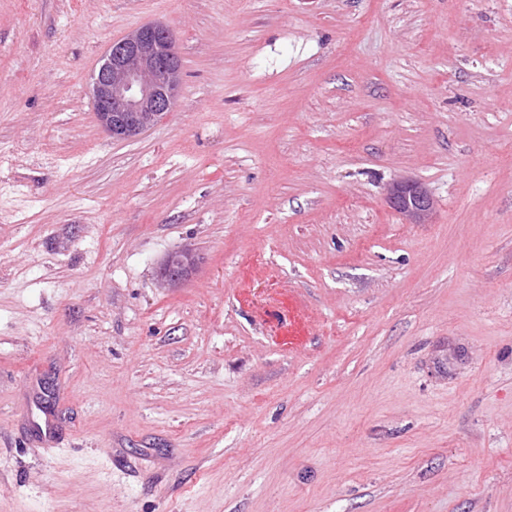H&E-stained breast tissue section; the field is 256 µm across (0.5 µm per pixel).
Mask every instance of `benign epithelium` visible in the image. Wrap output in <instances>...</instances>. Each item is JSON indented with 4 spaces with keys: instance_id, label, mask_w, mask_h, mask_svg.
Here are the masks:
<instances>
[{
    "instance_id": "1",
    "label": "benign epithelium",
    "mask_w": 512,
    "mask_h": 512,
    "mask_svg": "<svg viewBox=\"0 0 512 512\" xmlns=\"http://www.w3.org/2000/svg\"><path fill=\"white\" fill-rule=\"evenodd\" d=\"M180 86V62L171 31L150 23L112 42L92 80L93 103L101 126L112 138L142 134L173 111ZM401 214L421 218L434 202L415 183L397 185L389 198ZM197 265L189 250L170 254L161 279L176 283L189 278Z\"/></svg>"
}]
</instances>
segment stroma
Returning <instances> with one entry per match:
<instances>
[{
    "label": "stroma",
    "instance_id": "stroma-1",
    "mask_svg": "<svg viewBox=\"0 0 512 512\" xmlns=\"http://www.w3.org/2000/svg\"><path fill=\"white\" fill-rule=\"evenodd\" d=\"M0 512H512V0H0ZM180 70L172 33L161 23L113 41L92 80L101 126L123 140L158 124L175 107ZM392 207L401 214L421 218L431 211L434 202L428 193L415 183L398 184L390 194ZM197 265L196 256L190 250L170 254L160 269L161 279L176 283L189 278Z\"/></svg>",
    "mask_w": 512,
    "mask_h": 512
}]
</instances>
